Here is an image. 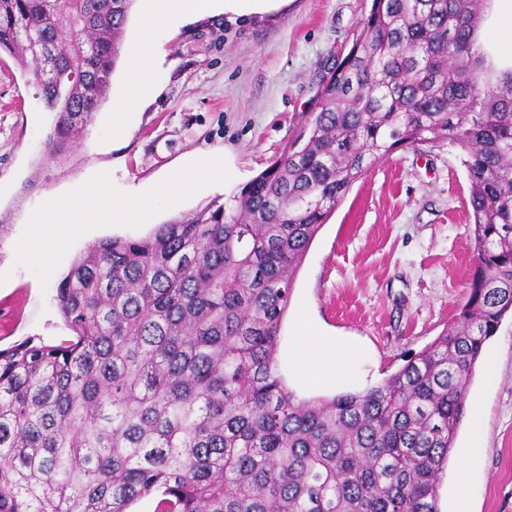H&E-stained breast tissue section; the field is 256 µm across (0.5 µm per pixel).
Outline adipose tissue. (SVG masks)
Returning a JSON list of instances; mask_svg holds the SVG:
<instances>
[{
    "label": "adipose tissue",
    "instance_id": "adipose-tissue-1",
    "mask_svg": "<svg viewBox=\"0 0 512 512\" xmlns=\"http://www.w3.org/2000/svg\"><path fill=\"white\" fill-rule=\"evenodd\" d=\"M143 12L140 36L130 55L128 79L124 96L118 101L116 112L124 116L137 112L160 92L146 63L155 54L151 35L160 26L172 28L192 18L227 14L232 16L261 15L278 9L286 0H142ZM481 51L496 50L501 69L512 67V0H490V7L482 30L477 34ZM210 180L227 176L223 164L211 157H198L180 176L156 183L152 188L154 199L177 204L185 194L194 190L197 173ZM110 175H102L80 195L66 199H52L33 212L29 221L41 233L27 245L24 256L31 261L41 260L57 251L67 235L82 225L110 222L113 224H145L151 211L139 194L130 193L117 198L110 193ZM361 348L320 332L308 319L300 317L288 354V370L301 384L311 390L338 388L355 375V365ZM470 443L458 451L461 466L455 483L454 512H471L470 493L478 473L472 461L480 451L483 437V410L470 405Z\"/></svg>",
    "mask_w": 512,
    "mask_h": 512
}]
</instances>
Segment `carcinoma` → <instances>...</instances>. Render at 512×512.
I'll use <instances>...</instances> for the list:
<instances>
[{
  "label": "carcinoma",
  "mask_w": 512,
  "mask_h": 512,
  "mask_svg": "<svg viewBox=\"0 0 512 512\" xmlns=\"http://www.w3.org/2000/svg\"><path fill=\"white\" fill-rule=\"evenodd\" d=\"M133 0H0V53L63 162L107 100ZM484 0H371L295 138L233 197L99 241L56 302L73 338L0 350V512H440L485 343L512 313V69ZM463 153L477 255L454 320L363 392L301 399L278 364L294 280L352 184L398 150Z\"/></svg>",
  "instance_id": "cac0c4a2"
}]
</instances>
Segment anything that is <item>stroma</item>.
I'll return each instance as SVG.
<instances>
[{"label":"stroma","mask_w":512,"mask_h":512,"mask_svg":"<svg viewBox=\"0 0 512 512\" xmlns=\"http://www.w3.org/2000/svg\"><path fill=\"white\" fill-rule=\"evenodd\" d=\"M369 0H289L264 16L204 18L153 34L156 99L116 135L113 113L139 33L132 5L106 103L79 135L67 161L44 151L54 122L31 72L0 55V349L34 338L71 336L55 300L58 282L19 255L36 234L26 215L49 197L82 191L102 174L113 192L149 194L155 181L202 153L226 164L224 184L201 183L177 207L152 201L148 224L86 225L58 257L68 271L78 255L112 237L142 238L154 225L221 197L232 199L296 134L318 98L324 68L340 58ZM460 150L396 151L356 181L314 239L295 278L289 314L307 310L328 335L359 344L353 388L379 385L431 343L462 303L475 267L467 222L469 182ZM499 382L475 371L468 402L485 412L480 477L472 512H512V318L484 348Z\"/></svg>","instance_id":"obj_1"}]
</instances>
